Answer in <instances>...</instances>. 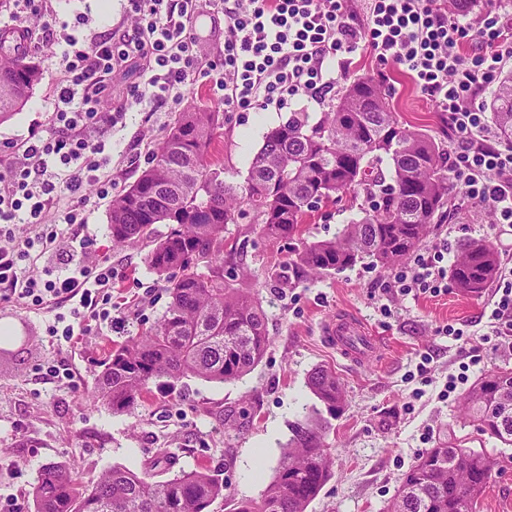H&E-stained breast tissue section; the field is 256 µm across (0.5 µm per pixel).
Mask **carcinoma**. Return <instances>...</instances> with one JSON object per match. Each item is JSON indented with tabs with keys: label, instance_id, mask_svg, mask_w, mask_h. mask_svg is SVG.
<instances>
[{
	"label": "carcinoma",
	"instance_id": "1",
	"mask_svg": "<svg viewBox=\"0 0 512 512\" xmlns=\"http://www.w3.org/2000/svg\"><path fill=\"white\" fill-rule=\"evenodd\" d=\"M0 31V121L26 105L42 72L20 51L17 34ZM491 120L512 143V73L491 95ZM222 113L192 107L172 123L150 166L112 200V244L148 239L149 268L165 283L170 302L149 330L112 348L95 381L94 399L113 412L137 408L151 382L193 376L228 383L264 358L271 340L266 313L254 289L239 288L224 274V229L253 211L272 239L299 235L314 200L342 195L372 199L362 217L340 235L307 242L293 252L298 272L328 275L366 259L388 267L406 259L426 239L448 206L452 184L445 152L431 136L402 127L380 82L362 76L344 84L336 103L312 123L294 112L269 129L251 159L244 185L220 179L209 161ZM389 174L374 171L383 160ZM166 232L154 236V225ZM499 269L495 248L483 239L459 244L450 270L455 288L481 291ZM512 384V369L485 373L465 397L464 414L477 427L512 445V403L497 393ZM308 385L334 418L344 410V386L336 371L320 367ZM331 424L296 422L275 475L260 498L236 503L233 512H307L332 476L326 435ZM470 468H454L456 457ZM501 460L490 453L439 442L412 464L387 512H476ZM34 512H208L224 498V484L205 467L164 480L114 466L85 485L74 466L50 463L32 491Z\"/></svg>",
	"mask_w": 512,
	"mask_h": 512
}]
</instances>
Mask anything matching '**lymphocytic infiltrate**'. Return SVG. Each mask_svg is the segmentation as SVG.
Returning <instances> with one entry per match:
<instances>
[{
  "label": "lymphocytic infiltrate",
  "instance_id": "lymphocytic-infiltrate-1",
  "mask_svg": "<svg viewBox=\"0 0 512 512\" xmlns=\"http://www.w3.org/2000/svg\"><path fill=\"white\" fill-rule=\"evenodd\" d=\"M224 14V109L283 108L298 93L321 103L360 49L406 70L438 111L467 133L448 172L468 196L488 206L497 223L512 224V147L489 145L482 113L472 107L478 89L493 83L504 58H512V29L496 12L479 27L449 16L443 0H371L366 22H358L346 0H212ZM199 0H131V31L110 29L77 44L65 26L44 22L51 42L65 43L58 62L61 79L50 130L22 140L0 171V300L41 310L68 308L73 319L62 333L74 335L90 320L112 321V265L68 259L49 265L58 241H77L86 212L112 193L102 179L106 144L87 135L107 131L122 111L102 110L115 69L135 65L145 76L135 102L177 106L182 89L208 77L203 49L191 31ZM478 50L463 53L466 40ZM64 202L61 221L47 223L53 201ZM444 251L434 248L411 271L398 276L401 293L438 294L448 270ZM41 264L40 274L29 272ZM490 330L512 348V275H499L491 300Z\"/></svg>",
  "mask_w": 512,
  "mask_h": 512
}]
</instances>
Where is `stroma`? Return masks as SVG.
Listing matches in <instances>:
<instances>
[{"mask_svg": "<svg viewBox=\"0 0 512 512\" xmlns=\"http://www.w3.org/2000/svg\"><path fill=\"white\" fill-rule=\"evenodd\" d=\"M35 4L66 23L81 42L91 33L131 23L129 0ZM192 31L209 50L210 68L221 73L223 14L205 2ZM62 51V46L31 34L29 53L43 78L23 110L0 121V168L29 128L47 130ZM362 75L379 78L407 129L432 136L448 153L465 141V134L449 125L447 114L436 111L401 67L364 50L337 81ZM142 82L139 68L123 67L113 74L112 92L104 101L105 109H125L106 139L109 162L103 172L111 176L116 195L147 167L156 143L176 117L147 100L127 105ZM328 109V104L301 93L281 109L225 113L210 159L221 166L225 183L242 184L268 129L291 113L305 112L317 120ZM364 203V198L345 195L311 213L300 237L290 240L263 236L249 211L238 223L227 225L224 266L245 285H258L269 349L252 372L231 383L195 377L171 384L163 379L152 382L131 414L92 402L95 378L113 346L158 320L169 295L147 264V244L113 247L111 200L87 212V226L80 234L83 254L110 259L115 273L111 325H91L67 340L50 333L56 316H67V309L30 311L0 301V323L15 333L0 354V512H33V483L39 470L53 462L75 465L87 484L115 466L150 469L164 478L203 465L227 486L210 512H231L235 502L259 498L271 482L291 436V423L326 416L308 386L310 373L319 366L336 370L345 385L346 406L332 420L326 439L332 477L308 512H387L405 472L442 439L500 456L502 468L493 474L477 512H512V446L489 438L462 412L465 393L481 375L496 367L512 369V351L484 338L493 285L473 295L449 286L435 296H401L393 294L391 286L413 266L410 257L388 268L366 261L324 276L296 274L289 263L301 243L335 237L344 224L360 218ZM468 238L491 242L501 272H512V226L496 223L490 208L474 204L462 189L453 194L417 252L425 256L433 247H447L444 262L449 265L460 242ZM339 313L363 318L377 336V351L370 359H345L324 337V323ZM448 325L468 331L471 342L463 346L443 335ZM52 359L70 368L71 383L44 378L42 368ZM452 375L464 382L446 398L442 392ZM162 450L169 453L170 463L154 467Z\"/></svg>", "mask_w": 512, "mask_h": 512, "instance_id": "35a3bbf8", "label": "stroma"}]
</instances>
